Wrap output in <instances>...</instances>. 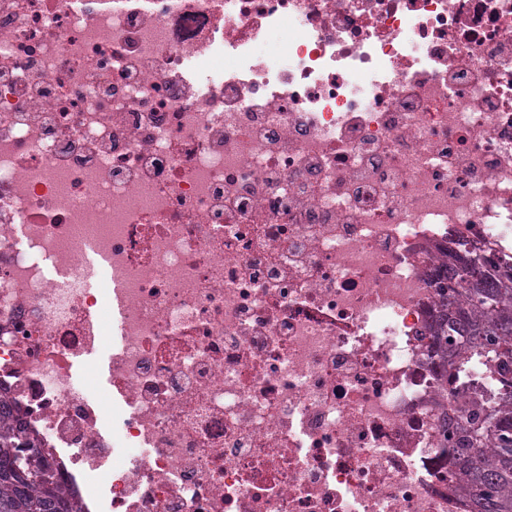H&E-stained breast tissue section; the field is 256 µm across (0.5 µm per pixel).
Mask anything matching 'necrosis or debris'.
Returning a JSON list of instances; mask_svg holds the SVG:
<instances>
[{"instance_id":"4bbe7bcc","label":"necrosis or debris","mask_w":512,"mask_h":512,"mask_svg":"<svg viewBox=\"0 0 512 512\" xmlns=\"http://www.w3.org/2000/svg\"><path fill=\"white\" fill-rule=\"evenodd\" d=\"M464 252L512 268V0H0V403L82 512H470ZM116 346L115 337L108 336L102 347L77 369V377L95 396L112 407V387L109 383V360Z\"/></svg>"}]
</instances>
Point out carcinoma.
I'll return each mask as SVG.
<instances>
[{"label":"carcinoma","instance_id":"cac0c4a2","mask_svg":"<svg viewBox=\"0 0 512 512\" xmlns=\"http://www.w3.org/2000/svg\"><path fill=\"white\" fill-rule=\"evenodd\" d=\"M469 309L450 310L439 335L449 325L460 337H493L482 350L487 362L503 371L512 362V287L487 275L468 281ZM469 417L453 437L455 464L472 512H512V409L488 407L470 399ZM22 434L0 426V512H80L78 502L55 477L39 453L22 448ZM490 447L491 462L483 448Z\"/></svg>","mask_w":512,"mask_h":512}]
</instances>
